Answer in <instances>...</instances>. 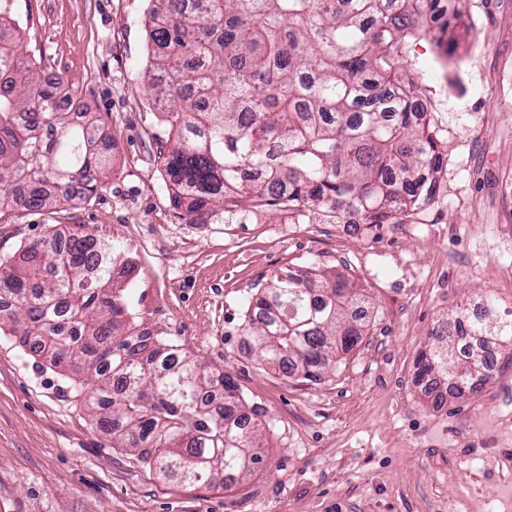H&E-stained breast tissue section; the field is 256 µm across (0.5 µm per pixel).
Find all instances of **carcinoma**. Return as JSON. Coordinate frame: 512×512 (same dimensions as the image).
<instances>
[{
	"instance_id": "obj_1",
	"label": "carcinoma",
	"mask_w": 512,
	"mask_h": 512,
	"mask_svg": "<svg viewBox=\"0 0 512 512\" xmlns=\"http://www.w3.org/2000/svg\"><path fill=\"white\" fill-rule=\"evenodd\" d=\"M17 0H0V223L13 199L39 210L74 200L76 176L112 169V139L83 113L59 111V83L20 57ZM445 36L441 0H160L149 11L145 86L165 114L160 151L174 203L193 224L213 201L247 198L291 220L401 224L434 197L442 158L430 112L396 78L409 13ZM27 261L0 256V332L69 368L113 446L159 476L224 485L263 461L258 423L242 418L239 386L173 348L129 331L133 266L89 230L30 241ZM364 293L311 268L272 277L244 302L245 330L268 367L317 381L361 336ZM462 309L434 333L419 371L426 395L484 382L485 347H512V313L494 300Z\"/></svg>"
}]
</instances>
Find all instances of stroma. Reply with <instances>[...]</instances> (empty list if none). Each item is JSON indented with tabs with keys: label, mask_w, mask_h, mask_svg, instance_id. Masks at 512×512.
<instances>
[{
	"label": "stroma",
	"mask_w": 512,
	"mask_h": 512,
	"mask_svg": "<svg viewBox=\"0 0 512 512\" xmlns=\"http://www.w3.org/2000/svg\"><path fill=\"white\" fill-rule=\"evenodd\" d=\"M150 0H18L19 51L97 116L114 143L94 193L0 224V254L82 225L132 262L126 293L148 332L239 386L263 462L228 485L159 477L90 417L64 368L0 335V512H512V350L479 395L434 403L415 381L439 320L491 296L512 311V0H451L465 28L399 45L397 67L443 148L433 201L403 224L300 221L209 205L190 223L159 154L163 116L143 82ZM349 276L363 331L321 380L261 365L245 296L288 267Z\"/></svg>",
	"instance_id": "1"
}]
</instances>
